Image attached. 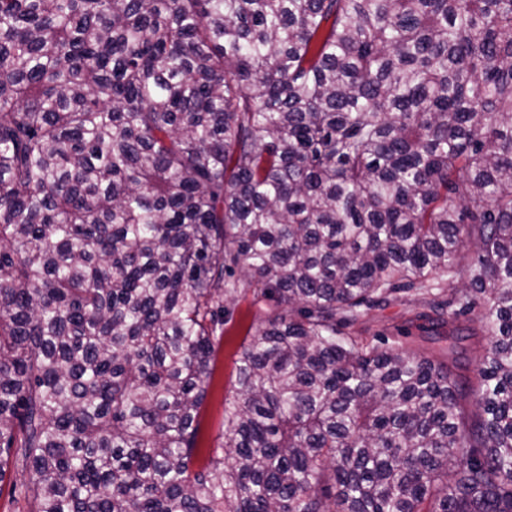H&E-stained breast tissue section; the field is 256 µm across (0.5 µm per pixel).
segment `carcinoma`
Wrapping results in <instances>:
<instances>
[{
  "label": "carcinoma",
  "mask_w": 512,
  "mask_h": 512,
  "mask_svg": "<svg viewBox=\"0 0 512 512\" xmlns=\"http://www.w3.org/2000/svg\"><path fill=\"white\" fill-rule=\"evenodd\" d=\"M414 297L474 370L351 335ZM14 461L34 512H512V0H0ZM267 302H253V294L237 299L232 320L224 326V337L216 348L213 374L201 408L198 461L205 463L210 448H217L224 432V399L231 398L236 386V359L241 345L258 327Z\"/></svg>",
  "instance_id": "obj_1"
}]
</instances>
